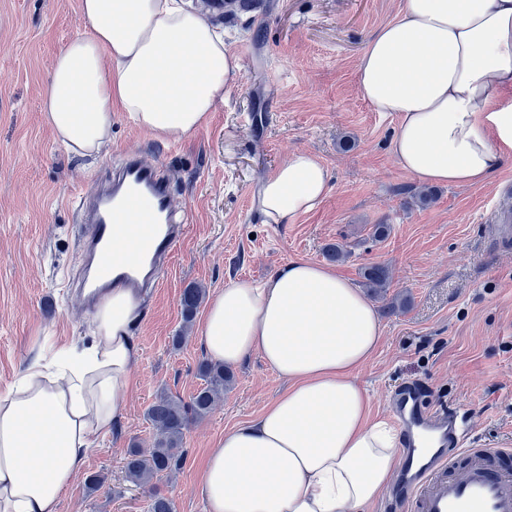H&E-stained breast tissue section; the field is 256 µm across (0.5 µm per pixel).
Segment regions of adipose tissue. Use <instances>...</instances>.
Instances as JSON below:
<instances>
[{
    "instance_id": "obj_1",
    "label": "adipose tissue",
    "mask_w": 512,
    "mask_h": 512,
    "mask_svg": "<svg viewBox=\"0 0 512 512\" xmlns=\"http://www.w3.org/2000/svg\"><path fill=\"white\" fill-rule=\"evenodd\" d=\"M80 12L85 31L57 53L43 104L73 153L99 154L116 110L160 140L190 137L241 70L185 0H80ZM358 85L374 111L398 116L392 153L403 171L424 184L485 185L512 147V0H406L362 54ZM328 179L314 155L291 152L259 181L254 207L264 223H290L320 207ZM138 308L113 291L89 345L64 348L68 373L29 371L0 396V512H58L92 438L123 420ZM383 334L364 293L312 261L226 284L204 317L205 352L228 367L259 354L287 387L210 452L205 512H368L403 455L395 420L371 417L356 379Z\"/></svg>"
}]
</instances>
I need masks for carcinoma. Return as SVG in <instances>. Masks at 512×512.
Returning <instances> with one entry per match:
<instances>
[{
    "label": "carcinoma",
    "mask_w": 512,
    "mask_h": 512,
    "mask_svg": "<svg viewBox=\"0 0 512 512\" xmlns=\"http://www.w3.org/2000/svg\"><path fill=\"white\" fill-rule=\"evenodd\" d=\"M364 285L380 297H385L389 284L388 268L372 264L364 268ZM205 290L195 285L185 288L181 294V309L185 323H190L202 302ZM198 371L203 386L187 403L169 396H161L149 407L147 418L155 431L148 449L132 448L124 463L126 478L135 486L148 490V512H174L172 501L153 486V480L163 473H171L183 461V443L189 419L206 415L224 389L232 382L233 375L224 365L209 360L199 363Z\"/></svg>",
    "instance_id": "obj_1"
}]
</instances>
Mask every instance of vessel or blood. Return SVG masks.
<instances>
[{"instance_id": "b4317fda", "label": "vessel or blood", "mask_w": 512, "mask_h": 512, "mask_svg": "<svg viewBox=\"0 0 512 512\" xmlns=\"http://www.w3.org/2000/svg\"><path fill=\"white\" fill-rule=\"evenodd\" d=\"M173 200L159 168L131 152L111 184L91 198H79L85 226L79 240L82 273L77 284L93 307L115 288L149 290L156 272L183 235L170 223ZM494 240L512 244V208L494 213ZM419 384L408 381L393 402L404 430L403 456L395 495L411 512H512V448H468L466 426L456 412H437L417 399ZM437 436L427 461L414 452L418 433Z\"/></svg>"}]
</instances>
